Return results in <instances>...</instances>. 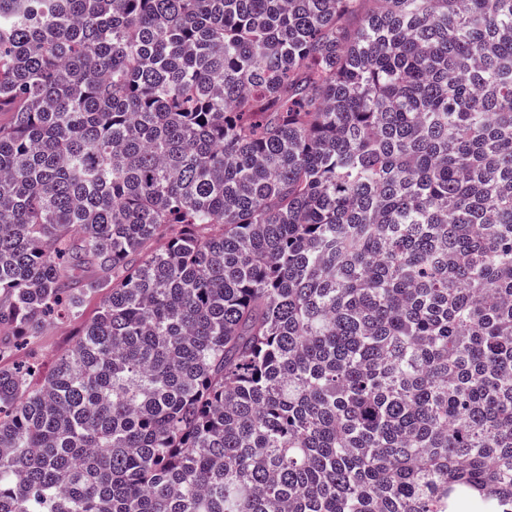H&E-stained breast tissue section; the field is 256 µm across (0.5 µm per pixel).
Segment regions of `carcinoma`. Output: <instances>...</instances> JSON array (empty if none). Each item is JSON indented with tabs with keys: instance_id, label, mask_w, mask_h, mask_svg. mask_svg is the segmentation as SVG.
I'll return each mask as SVG.
<instances>
[{
	"instance_id": "obj_1",
	"label": "carcinoma",
	"mask_w": 512,
	"mask_h": 512,
	"mask_svg": "<svg viewBox=\"0 0 512 512\" xmlns=\"http://www.w3.org/2000/svg\"><path fill=\"white\" fill-rule=\"evenodd\" d=\"M2 112L0 512H512V0H0ZM80 325V323L75 322L50 323L29 348L18 352L13 359L20 361L26 359L29 355H35L41 360L43 367L47 369L54 358L72 344Z\"/></svg>"
}]
</instances>
